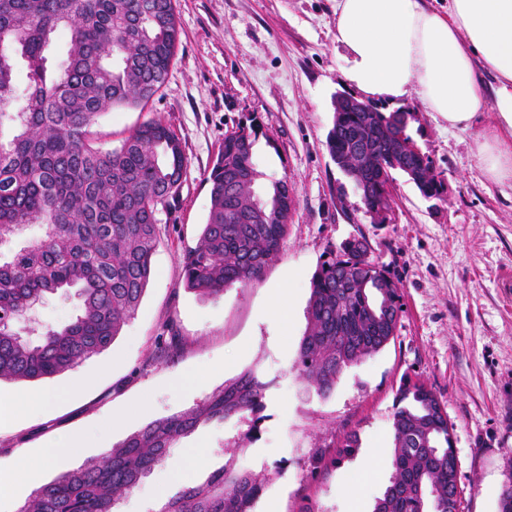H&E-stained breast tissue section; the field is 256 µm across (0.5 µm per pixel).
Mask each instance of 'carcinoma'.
Here are the masks:
<instances>
[{
    "mask_svg": "<svg viewBox=\"0 0 512 512\" xmlns=\"http://www.w3.org/2000/svg\"><path fill=\"white\" fill-rule=\"evenodd\" d=\"M70 34L66 59L50 46ZM176 0H0V120L16 133L0 141V245L28 224L41 240L0 255V381L33 382L64 374L112 346L137 312L159 243L158 213L179 195L180 138L159 120L103 150L91 128L105 112L143 107L166 84L180 39ZM26 70L25 93L14 73ZM259 126L224 134L213 162L211 208L183 260L187 288L216 296L261 277L287 233L296 200L288 180L263 193L252 161ZM414 143L399 112H341L326 137L349 178L369 186L373 212L388 209L399 142ZM441 200L443 180L417 186ZM387 272L345 243L315 271L307 329L294 370L328 398L342 372L382 350L402 312ZM76 289L81 313L35 340L21 324L37 299ZM269 383L254 369L224 383L202 404L155 421L85 465L33 491L20 512H116L118 499L165 461L201 425L238 417L257 434ZM393 473L373 512H457V460L448 417L426 384L406 379L394 400ZM266 475L233 459L199 484L166 498L159 512H254Z\"/></svg>",
    "mask_w": 512,
    "mask_h": 512,
    "instance_id": "obj_1",
    "label": "carcinoma"
}]
</instances>
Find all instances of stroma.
<instances>
[{
  "instance_id": "stroma-1",
  "label": "stroma",
  "mask_w": 512,
  "mask_h": 512,
  "mask_svg": "<svg viewBox=\"0 0 512 512\" xmlns=\"http://www.w3.org/2000/svg\"><path fill=\"white\" fill-rule=\"evenodd\" d=\"M180 43L168 81L145 106L115 109L93 128L98 145L119 147L138 126L159 120L181 139L185 172L177 200L161 212V242L134 318L112 346L75 369L35 382H0L29 401L0 426V468L18 455L28 466L16 512L42 484L75 469L149 422L186 411L242 372L268 382L266 420L256 438L239 419L182 437L171 459L180 483L198 484L234 459L268 469L255 512H372L389 483L392 413L403 377L425 383L442 402L453 437L458 512H498L512 484V182L487 179L479 165L480 124L448 127L418 98L408 132L444 179L443 201L425 200L394 173L383 217L367 212L354 182L332 161L326 136L333 101L347 92L334 40L331 0H177ZM257 121L253 161L264 180H288L296 207L279 254L262 277L204 297L183 285V256L195 247L210 207L211 165L226 132ZM365 240L367 258L389 271L403 309L393 339L345 369L331 396L308 392L292 370L307 327L311 278L329 251ZM80 312L75 294L55 295L29 314L33 332L61 327ZM203 382L190 387L189 381ZM63 388L54 406L40 392ZM122 416L113 426V416ZM357 451L335 459L348 432ZM83 436V450L43 464V445ZM209 462L195 467L199 451ZM177 483V484H180ZM168 465L154 467L118 502L117 512H154L160 491L174 492Z\"/></svg>"
}]
</instances>
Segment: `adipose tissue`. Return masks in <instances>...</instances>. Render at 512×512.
<instances>
[{
  "mask_svg": "<svg viewBox=\"0 0 512 512\" xmlns=\"http://www.w3.org/2000/svg\"><path fill=\"white\" fill-rule=\"evenodd\" d=\"M343 76L363 98L417 97L449 127L486 115L480 162L512 181V0H333Z\"/></svg>",
  "mask_w": 512,
  "mask_h": 512,
  "instance_id": "1",
  "label": "adipose tissue"
}]
</instances>
